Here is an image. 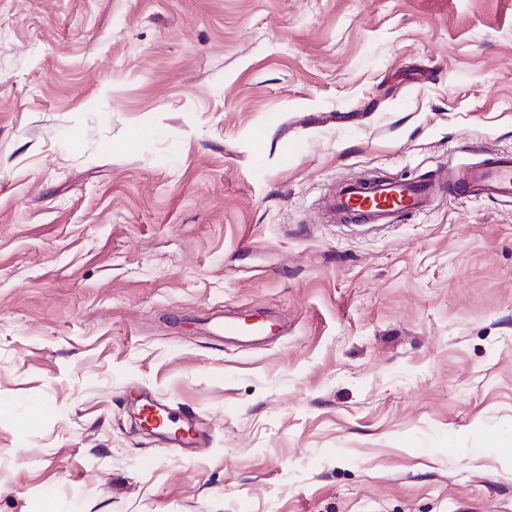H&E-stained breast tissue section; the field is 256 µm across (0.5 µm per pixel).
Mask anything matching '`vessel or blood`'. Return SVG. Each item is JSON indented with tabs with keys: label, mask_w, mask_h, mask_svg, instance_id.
I'll list each match as a JSON object with an SVG mask.
<instances>
[{
	"label": "vessel or blood",
	"mask_w": 512,
	"mask_h": 512,
	"mask_svg": "<svg viewBox=\"0 0 512 512\" xmlns=\"http://www.w3.org/2000/svg\"><path fill=\"white\" fill-rule=\"evenodd\" d=\"M445 194L512 204V152L481 150L478 161L449 169L447 178L441 180L378 177L348 181L329 198L327 208L345 223L394 224L404 216L428 212ZM214 329L224 337L246 332L259 336L266 331L262 324L244 328L229 316L216 322ZM167 438L182 448L199 447L205 440L195 418L188 416L182 419L179 428L168 432Z\"/></svg>",
	"instance_id": "1"
}]
</instances>
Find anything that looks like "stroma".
Returning <instances> with one entry per match:
<instances>
[{"label":"stroma","instance_id":"35a3bbf8","mask_svg":"<svg viewBox=\"0 0 512 512\" xmlns=\"http://www.w3.org/2000/svg\"><path fill=\"white\" fill-rule=\"evenodd\" d=\"M477 147L512 0H0V512H512V205L325 208ZM214 330L218 336L233 337V336H260L271 328L269 324H253L249 328H245L240 322L230 316H225L223 320L216 322L213 325ZM244 331H250L245 333ZM165 434L170 442L181 448H197L205 441V436L197 428L195 418L188 416L182 419L179 428Z\"/></svg>","mask_w":512,"mask_h":512}]
</instances>
